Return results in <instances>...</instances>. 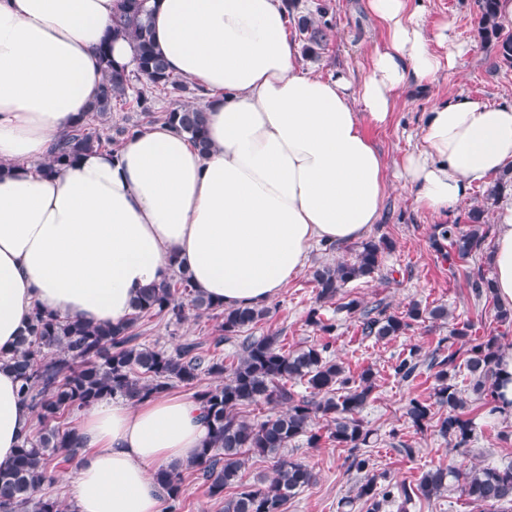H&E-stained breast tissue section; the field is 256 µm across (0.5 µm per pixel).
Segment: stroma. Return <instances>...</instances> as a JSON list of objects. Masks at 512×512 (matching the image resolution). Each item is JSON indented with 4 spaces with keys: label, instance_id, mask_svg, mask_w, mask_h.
<instances>
[{
    "label": "stroma",
    "instance_id": "obj_1",
    "mask_svg": "<svg viewBox=\"0 0 512 512\" xmlns=\"http://www.w3.org/2000/svg\"><path fill=\"white\" fill-rule=\"evenodd\" d=\"M326 5L331 27L325 46L316 56L301 57L299 65L312 76L333 78L344 74L362 78L371 51L380 39L374 20L364 8L365 0H297L295 15L315 11ZM426 30L435 32L448 25L457 43L467 51L458 59L455 73L423 84L410 85L402 94L392 123L369 135L384 154L390 168H397L404 154L419 146V130L425 112L443 98L465 93L490 104L512 100V68L500 64L493 43L481 40L477 31L476 0H425ZM435 217L417 209L411 191L399 182H391L377 224L369 236L387 237L393 243L385 252L378 273L356 280L342 290L336 300L323 305L316 302V290L310 278L311 268L352 259L354 244L347 243L327 251L315 246L305 269L288 281L268 305L270 313L253 330L254 335L280 336L285 347L294 350L316 342L320 333L306 322L311 308H319L323 317L336 323L330 337V355L342 366L358 372L372 369L375 387L361 417L374 432L366 453L376 474L385 482L412 481L430 466L439 463L457 465H500L512 461V424L488 413L481 402H470L467 414L473 422V437L466 451L453 448L440 437L435 427L419 430L406 416L410 398H429L433 392V373L427 364L439 341L448 338L454 328L470 324L473 336H497L512 346V326L497 323L495 298H479L472 292L468 275L474 271L490 274L487 252H479L456 270L434 251L430 235ZM358 299L365 305L383 303L389 312H406L410 304L421 307L445 306L448 317L412 323L406 334L378 340L361 338L356 315L341 310V303ZM214 323L207 317H190L177 330L165 320L153 319L143 340L171 349L182 337L191 336L211 343ZM417 348L424 369L413 384L400 382L391 370L398 354ZM414 448L406 456L404 447ZM285 453L308 464L317 474L314 484L305 487L288 502L286 512H365L355 497L359 475L350 470L345 449L326 441L311 448L305 439L292 442Z\"/></svg>",
    "mask_w": 512,
    "mask_h": 512
}]
</instances>
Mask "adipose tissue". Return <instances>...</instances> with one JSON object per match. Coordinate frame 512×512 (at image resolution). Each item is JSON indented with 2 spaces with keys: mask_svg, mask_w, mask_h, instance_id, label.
I'll return each mask as SVG.
<instances>
[{
  "mask_svg": "<svg viewBox=\"0 0 512 512\" xmlns=\"http://www.w3.org/2000/svg\"><path fill=\"white\" fill-rule=\"evenodd\" d=\"M114 5L0 0V349L35 307L119 323L179 267L216 304H268L314 246L362 239L378 222L390 182L369 129L389 125L410 82L454 70L464 51L447 28L426 34L424 0H367L382 40L366 74L322 79L299 69L282 0H156L153 40L169 72L211 97L208 152L159 122L44 173L50 144L103 84L95 49ZM420 140L399 176L441 217L512 168V101L436 103ZM493 222L494 294L512 311V196ZM17 389L0 367V464L31 423ZM207 434L191 398L96 403L77 429V512H161L155 470L195 458Z\"/></svg>",
  "mask_w": 512,
  "mask_h": 512,
  "instance_id": "1",
  "label": "adipose tissue"
}]
</instances>
